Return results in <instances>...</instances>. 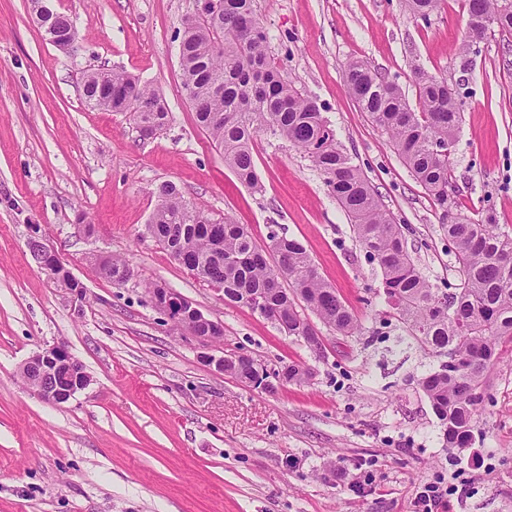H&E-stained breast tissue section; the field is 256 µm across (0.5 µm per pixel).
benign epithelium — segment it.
Segmentation results:
<instances>
[{
    "label": "benign epithelium",
    "instance_id": "benign-epithelium-1",
    "mask_svg": "<svg viewBox=\"0 0 512 512\" xmlns=\"http://www.w3.org/2000/svg\"><path fill=\"white\" fill-rule=\"evenodd\" d=\"M53 15L55 12L48 0H43L37 11L36 20L43 29L44 37L50 44L63 51L73 50L76 38L72 37L63 44L57 42L56 34L45 22V18ZM27 248L41 270L53 275L54 279L71 294L82 297L83 286L71 275L59 253L35 229L27 240ZM153 304L169 321L190 335L203 341L223 340L224 326L207 318L192 301L182 295L168 288H158ZM201 360L220 372L225 371L227 365L247 361L254 370V376L248 379L247 383L267 392L285 383L284 376L270 374V370L263 362L247 352H227L221 356L205 353L201 355ZM21 375L26 386L39 398L55 405L69 401L90 382L89 375L64 343H57L29 357L21 367Z\"/></svg>",
    "mask_w": 512,
    "mask_h": 512
}]
</instances>
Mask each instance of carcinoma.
<instances>
[{
    "instance_id": "1",
    "label": "carcinoma",
    "mask_w": 512,
    "mask_h": 512,
    "mask_svg": "<svg viewBox=\"0 0 512 512\" xmlns=\"http://www.w3.org/2000/svg\"><path fill=\"white\" fill-rule=\"evenodd\" d=\"M223 6L186 21L180 40L182 84L196 120L224 154V164L239 180L258 190L252 144L261 132L287 140L323 176L332 198L344 209L357 241L377 262L388 310L437 368L418 385L443 427L448 446L473 440L475 417L485 397L487 373L500 359V340H512V235L499 231L496 218H476L456 210L450 154L461 115L455 93L439 77L418 69L413 77L419 110L410 108L401 88L383 79L362 60L347 65L350 95L359 109L391 137L393 146L441 211V224L461 273L453 290L434 287L411 260L402 225L384 209L362 172L336 143L334 130L309 97L284 81L267 49V34L253 0H222ZM410 11L426 19L442 0H407ZM507 0H467L468 16L492 21L466 33L459 51L466 54L495 25L512 30ZM88 106L132 114L136 128L152 134L168 122L169 111L149 84L124 71L89 69L81 79ZM149 101L141 112L134 104ZM156 206L149 223L157 236L190 250L189 270L224 289V302L260 308L279 318V329L302 338L314 332L303 309L343 336L361 334V325L336 288L318 272L305 246L272 233L270 264L249 230L210 217L186 199L172 181L155 186ZM457 222H447L448 210Z\"/></svg>"
}]
</instances>
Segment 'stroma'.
<instances>
[{
  "mask_svg": "<svg viewBox=\"0 0 512 512\" xmlns=\"http://www.w3.org/2000/svg\"><path fill=\"white\" fill-rule=\"evenodd\" d=\"M77 24L75 52L47 43L31 0H0V512H414L424 483L458 486L453 512H512V343L487 379L474 441L448 447L417 381L437 359L385 318L381 270L355 240L322 175L288 141L259 135L261 191L241 184L198 126L181 83L177 39L197 0H52ZM281 77L310 96L341 150L404 225L412 259L439 288L459 282L440 211L386 131L346 86L363 60L418 107L413 69L447 80L462 121L450 156L465 212H492L512 234V32L490 29L459 54L465 0L429 20L406 0H254ZM148 82L170 113L142 139L130 115L91 108L84 70ZM173 181L214 218L247 226L266 245L272 225L300 240L363 326L346 337L319 326L310 351L223 289L180 265L146 229L149 190ZM84 287L72 296L32 260L31 225ZM103 257L135 276L117 286ZM159 284L224 326L204 344L157 311ZM66 342L90 385L53 405L19 368ZM241 348L268 368L310 369L303 384L252 388L201 362ZM371 487L353 492L354 484Z\"/></svg>",
  "mask_w": 512,
  "mask_h": 512,
  "instance_id": "1",
  "label": "stroma"
}]
</instances>
